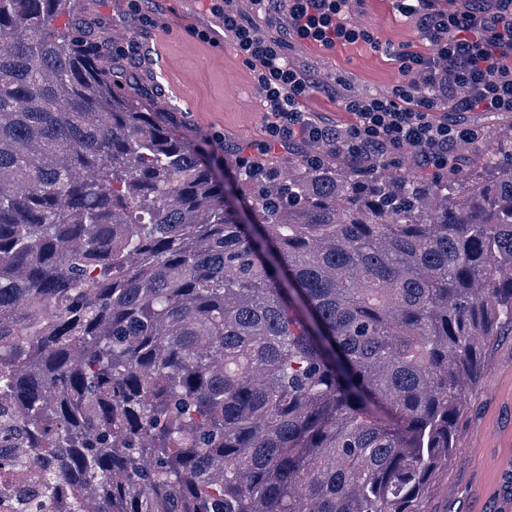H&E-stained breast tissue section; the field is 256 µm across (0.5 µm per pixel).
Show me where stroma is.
I'll return each mask as SVG.
<instances>
[{
    "mask_svg": "<svg viewBox=\"0 0 512 512\" xmlns=\"http://www.w3.org/2000/svg\"><path fill=\"white\" fill-rule=\"evenodd\" d=\"M69 20L94 31L105 47V68L121 75L131 100L151 112L174 113L190 140L223 155L225 176L235 175L244 155L283 175L300 153L319 156L344 173L357 170V162L318 143L259 152L267 139L262 97L209 0H75ZM347 20L373 28L379 47L358 42L324 52L295 43L287 50L289 63L331 86L344 80L350 94L382 95L397 77L386 46L429 49L415 20L400 15L393 0H353ZM199 29L211 30L213 41L197 38ZM464 121L477 136L458 148V164L481 178L488 152L512 131V114L468 112ZM511 454L512 330L505 328L483 347L481 374L465 398L456 448L447 471L434 480L426 512H468L478 490L494 497L499 461Z\"/></svg>",
    "mask_w": 512,
    "mask_h": 512,
    "instance_id": "35a3bbf8",
    "label": "stroma"
}]
</instances>
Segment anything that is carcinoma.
<instances>
[{"label":"carcinoma","mask_w":512,"mask_h":512,"mask_svg":"<svg viewBox=\"0 0 512 512\" xmlns=\"http://www.w3.org/2000/svg\"><path fill=\"white\" fill-rule=\"evenodd\" d=\"M67 13L0 0V444L61 512H423L512 327V142L233 189Z\"/></svg>","instance_id":"1"}]
</instances>
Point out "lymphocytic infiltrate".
<instances>
[{
	"label": "lymphocytic infiltrate",
	"mask_w": 512,
	"mask_h": 512,
	"mask_svg": "<svg viewBox=\"0 0 512 512\" xmlns=\"http://www.w3.org/2000/svg\"><path fill=\"white\" fill-rule=\"evenodd\" d=\"M232 2L213 0L211 11L263 93L267 147L324 143L374 166L411 149L426 169L441 172L458 144L475 136L461 114L512 113V0H464L451 11L437 8L435 0H394L399 13L415 18L430 50L387 47L395 85L386 96L344 95L357 121L340 134L301 110V100L322 84L312 71L291 65L287 49L294 42L325 50L360 41L376 45L372 29L348 22L351 0H252L275 29L266 37Z\"/></svg>",
	"instance_id": "f902f5d3"
}]
</instances>
